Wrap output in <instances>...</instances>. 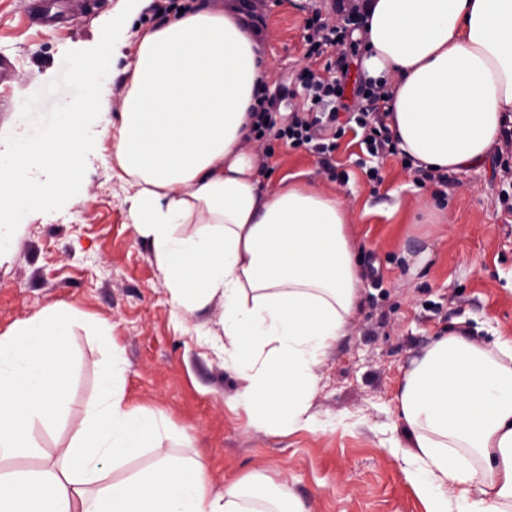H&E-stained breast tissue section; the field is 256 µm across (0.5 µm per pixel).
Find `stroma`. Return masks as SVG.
I'll return each instance as SVG.
<instances>
[{"instance_id": "1", "label": "stroma", "mask_w": 512, "mask_h": 512, "mask_svg": "<svg viewBox=\"0 0 512 512\" xmlns=\"http://www.w3.org/2000/svg\"><path fill=\"white\" fill-rule=\"evenodd\" d=\"M49 2L60 23H44L28 0H0V136L24 132L18 102L58 75L67 51L94 47L125 0ZM330 2L259 0L270 65L265 93L280 96L281 115L303 103L297 75L308 64L305 20ZM135 50L133 39L119 37L87 162V200L20 224L16 251L0 263V334L54 303L106 320L112 346L127 361L128 403L164 412L174 432L169 448L199 460L214 489L259 473L287 484L306 512H427L390 451L408 443L397 397L411 360L455 321L464 320L478 343L512 339V205L504 200L512 175L492 152L478 166L430 180L405 168L400 155L367 153L355 126L326 162L305 147L274 142L270 187L302 172L344 198L362 283L345 336L316 367L312 427L271 433L232 404L239 381L224 367L221 304L176 315L151 245L133 227L111 133ZM374 168L380 181L369 178ZM434 193L448 206L441 224L425 221ZM427 248L430 260L410 272L405 254ZM204 331L214 332L212 345L199 343ZM67 348L66 416L54 431L37 432L40 455L18 460L17 468L56 463L98 393L109 348L81 329Z\"/></svg>"}]
</instances>
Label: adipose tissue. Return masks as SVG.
I'll return each mask as SVG.
<instances>
[{"mask_svg":"<svg viewBox=\"0 0 512 512\" xmlns=\"http://www.w3.org/2000/svg\"><path fill=\"white\" fill-rule=\"evenodd\" d=\"M362 66L388 81L387 125L416 168L460 171L512 130V0H355ZM113 147L136 233L173 307L220 301L236 406L275 432L311 427L319 359L345 333L361 276L339 194L266 186L252 107L269 79L257 28L229 0L192 5L139 36ZM112 328L56 303L0 334V462L37 456L66 415V338ZM115 348L60 470L0 472V512H303L262 478L216 494L203 465L165 450L160 411L129 405ZM398 415L406 477L430 512H512V342L438 336L407 370ZM153 462L120 480L143 450Z\"/></svg>","mask_w":512,"mask_h":512,"instance_id":"1","label":"adipose tissue"}]
</instances>
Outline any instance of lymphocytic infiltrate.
<instances>
[{
	"label": "lymphocytic infiltrate",
	"instance_id": "lymphocytic-infiltrate-1",
	"mask_svg": "<svg viewBox=\"0 0 512 512\" xmlns=\"http://www.w3.org/2000/svg\"><path fill=\"white\" fill-rule=\"evenodd\" d=\"M361 24L358 14L352 13L342 23L313 13L305 21L304 41L306 58L325 57L323 71L304 68L299 86L306 100L305 107L289 113L286 121L278 119L275 99L262 97L253 109V133L260 147L270 148L272 141H281L293 147L308 146L316 154L326 156L336 148V140L345 132L339 117L350 112L352 120L363 131V142L370 154H396L397 147L380 101L387 98L384 85L359 78L353 92L357 105L345 102V80L352 60L361 53V43L354 33Z\"/></svg>",
	"mask_w": 512,
	"mask_h": 512
}]
</instances>
